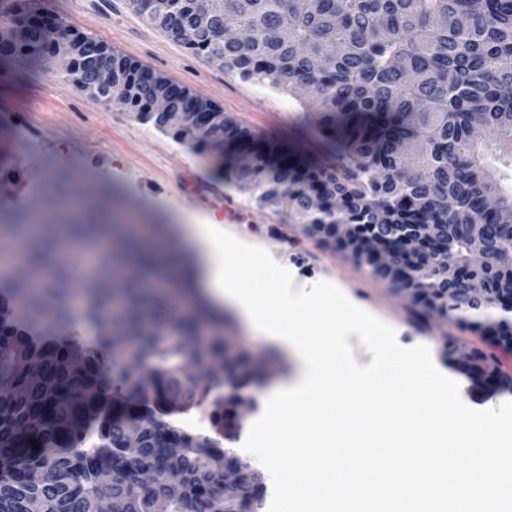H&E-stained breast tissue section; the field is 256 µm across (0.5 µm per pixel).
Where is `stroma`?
<instances>
[{"label":"stroma","mask_w":512,"mask_h":512,"mask_svg":"<svg viewBox=\"0 0 512 512\" xmlns=\"http://www.w3.org/2000/svg\"><path fill=\"white\" fill-rule=\"evenodd\" d=\"M36 4L51 18L95 36L121 55L187 87L256 133L322 154L299 95L243 79L187 51L138 15L129 0H36ZM23 109L32 118L29 132L37 136L39 148L23 156L19 136L0 138V162L21 168L18 179L0 181V204L66 224L70 218L58 208L60 196L82 195L88 207L108 209L117 231L133 240L144 239L162 252L181 251L193 270L198 261L188 244L186 227L218 219L225 235L259 247L269 266L287 270L281 283L286 295L310 296L325 282L335 281L384 323L387 333L380 346L355 325L335 338L352 380L349 398L362 391L383 393L389 354L422 358L446 379L448 396L455 404L492 422L500 435H512V395L473 382L446 355L448 344L467 350L480 344V336L461 330L448 318L418 319L416 305L406 292L309 237L302 225L289 218L287 206L260 207L253 193L209 166L187 142L139 121L135 112L100 101L63 74L15 63L0 72V124L15 121ZM189 174L222 191L223 206L188 197L182 182ZM47 180L53 183L51 189L32 193L33 185ZM297 253L305 257L304 266L293 265ZM209 310L195 289L183 287L181 277L149 290L148 316L155 325L164 327L188 312L205 315ZM220 315L224 335L237 339L262 361L266 372L254 409L237 419L234 431L202 423V432L225 448L230 441L244 438L265 414L267 391L297 378L301 365L294 355L247 329L232 306H224Z\"/></svg>","instance_id":"obj_1"}]
</instances>
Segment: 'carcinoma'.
I'll return each instance as SVG.
<instances>
[{"instance_id":"1","label":"carcinoma","mask_w":512,"mask_h":512,"mask_svg":"<svg viewBox=\"0 0 512 512\" xmlns=\"http://www.w3.org/2000/svg\"><path fill=\"white\" fill-rule=\"evenodd\" d=\"M129 2L168 38L246 80L290 94L305 89L303 111L315 115L329 160L285 155L276 141L197 100L199 111L212 114L214 135L192 149L224 167L260 205L288 197L291 216L309 233L333 238L358 257L355 239L380 238L397 249L404 226L439 225L420 256L404 259L424 270L426 287L453 289L423 295L430 314H481L464 292L476 236L486 287L512 288V223L499 218L512 208V188L492 174L484 147L489 133L504 148L497 162L512 171V0H219L212 26L192 44L181 42L182 30L209 0ZM45 18L31 0H0V29L9 33L0 38V64L35 62L50 72L61 46L100 43L73 31L62 45H46L39 33ZM112 61L119 69L112 80L135 87L124 106L170 131L150 111L143 68L116 53ZM26 223L22 211H0V228ZM338 224L350 225L348 237L337 235ZM26 263L49 288L40 294L31 279L0 273V383L11 387L0 394V512H26L34 497L46 512H88L102 494L116 512H152L167 489H146L140 476L156 469L181 485L169 512H210L214 500L224 499V449L167 416L210 397L212 426L224 422L235 395L208 378L210 365L224 361V336L185 345L183 337L197 329L192 316L167 332L146 327L142 282L157 260L140 251L136 277L81 281L82 320L97 325L106 351L63 335L41 338L48 318L60 332L69 325L57 295L73 271L56 260L49 237L30 248ZM115 289L126 298L117 311ZM128 345L137 349L134 360ZM29 355L42 360L36 375ZM114 387L138 404L143 447L134 456L120 446L125 413L112 411ZM163 437L182 452L168 453ZM33 469L43 472L38 484L29 479ZM102 470L112 477L106 488L97 481ZM255 480L230 498L233 512L254 501L263 506V478Z\"/></svg>"}]
</instances>
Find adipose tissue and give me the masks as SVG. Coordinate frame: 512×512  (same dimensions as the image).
<instances>
[{
  "label": "adipose tissue",
  "mask_w": 512,
  "mask_h": 512,
  "mask_svg": "<svg viewBox=\"0 0 512 512\" xmlns=\"http://www.w3.org/2000/svg\"><path fill=\"white\" fill-rule=\"evenodd\" d=\"M199 289L231 304L250 327L303 365L293 383L271 391V415L243 452L275 483L280 501L301 512H512V443L489 422L448 403L428 364L392 356L383 399H346L348 376L330 335L344 319L374 342L384 328L330 282L315 299L288 300L286 272L264 255L226 240L219 222L194 224ZM292 448L288 470L272 454ZM466 459L459 470L451 459Z\"/></svg>",
  "instance_id": "obj_1"
}]
</instances>
